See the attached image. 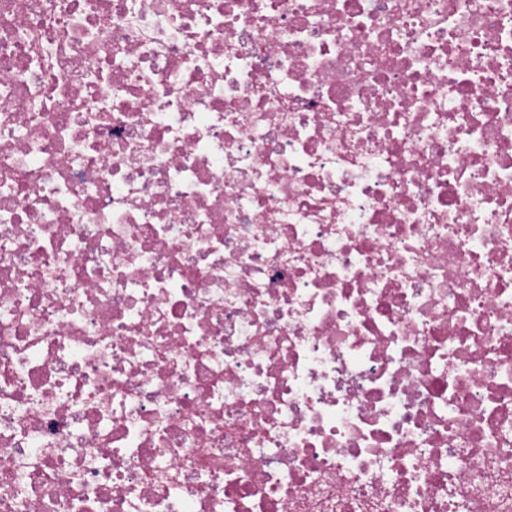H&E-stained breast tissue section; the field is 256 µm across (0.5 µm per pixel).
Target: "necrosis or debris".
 <instances>
[{"instance_id": "necrosis-or-debris-1", "label": "necrosis or debris", "mask_w": 512, "mask_h": 512, "mask_svg": "<svg viewBox=\"0 0 512 512\" xmlns=\"http://www.w3.org/2000/svg\"><path fill=\"white\" fill-rule=\"evenodd\" d=\"M0 512H512V0H0Z\"/></svg>"}]
</instances>
